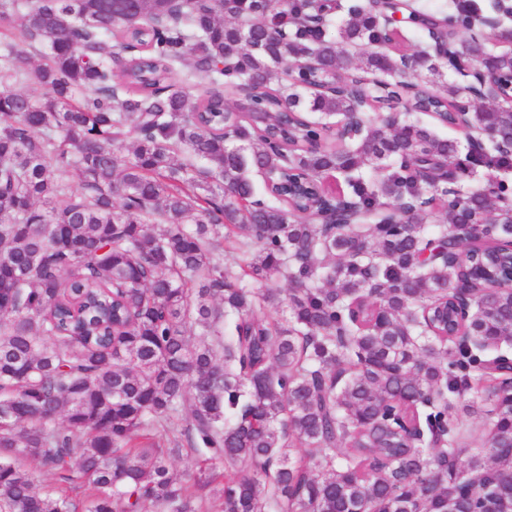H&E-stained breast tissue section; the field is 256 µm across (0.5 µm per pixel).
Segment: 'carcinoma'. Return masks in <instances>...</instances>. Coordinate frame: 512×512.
<instances>
[{
    "label": "carcinoma",
    "mask_w": 512,
    "mask_h": 512,
    "mask_svg": "<svg viewBox=\"0 0 512 512\" xmlns=\"http://www.w3.org/2000/svg\"><path fill=\"white\" fill-rule=\"evenodd\" d=\"M396 14L428 38L413 70ZM444 20L408 0H31L15 32L42 93L0 57V512H512V389L489 357L512 347V288L452 335L470 258L507 265L473 244L508 243L512 196L500 179L448 203L435 161L460 144L419 119L467 94L455 59L505 76L512 56L437 57ZM366 97L380 111L341 139ZM470 120L512 139V111ZM471 164L512 170L492 145ZM468 394L490 405L478 436L454 423ZM176 450L206 463L190 484ZM29 460L87 493L37 489Z\"/></svg>",
    "instance_id": "cac0c4a2"
}]
</instances>
